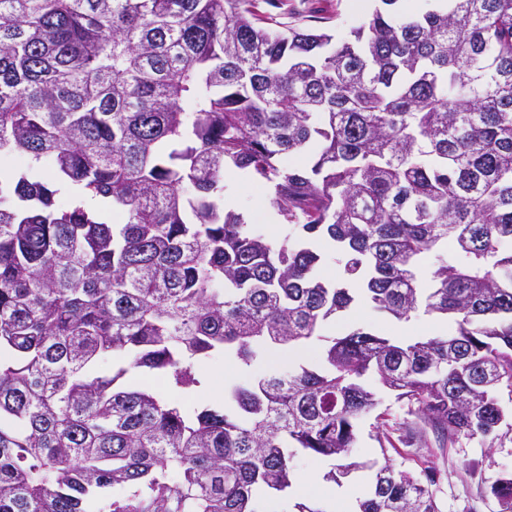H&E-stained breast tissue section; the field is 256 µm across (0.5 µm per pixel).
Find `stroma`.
Returning <instances> with one entry per match:
<instances>
[{
	"mask_svg": "<svg viewBox=\"0 0 512 512\" xmlns=\"http://www.w3.org/2000/svg\"><path fill=\"white\" fill-rule=\"evenodd\" d=\"M374 0H276L275 7L261 5V12H272L277 21L290 27L325 28L336 37H349L353 27L367 19ZM226 208L243 213L249 224L271 240L287 233L267 195L253 180L243 179L237 169L230 168L224 178ZM441 317L419 313L408 322L374 310L360 302L349 314L329 323L324 333L334 337L346 333L351 325H359L377 334L396 337L401 326H408L413 338L431 336ZM127 374L122 386L149 388L175 404L223 408L224 395L234 384L247 382L250 374L234 360L217 358L197 364L198 386L189 390L175 388L168 381L139 370L129 369L128 358H120ZM364 383L379 401L374 412L363 416L358 424V440L350 452L359 461L389 459L396 467L419 474L426 468L436 473V496L442 512H498V504L490 493L491 485L502 475L512 474V442L486 448L478 440H461L455 447L442 445L431 429L408 415L407 407L384 388L377 377L365 375Z\"/></svg>",
	"mask_w": 512,
	"mask_h": 512,
	"instance_id": "35a3bbf8",
	"label": "stroma"
}]
</instances>
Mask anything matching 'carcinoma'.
I'll return each instance as SVG.
<instances>
[{
    "label": "carcinoma",
    "mask_w": 512,
    "mask_h": 512,
    "mask_svg": "<svg viewBox=\"0 0 512 512\" xmlns=\"http://www.w3.org/2000/svg\"><path fill=\"white\" fill-rule=\"evenodd\" d=\"M380 2L335 42L269 31L256 0H0V512H258L292 484L290 443L339 460L337 484L372 471L357 512H441L433 469L348 460L378 404L367 373L450 446L512 440V0ZM230 167L312 241L224 211ZM444 242L454 263L424 288ZM352 279L399 321L455 329L353 327L321 371H263L351 309ZM215 354L252 369L224 411L90 374L129 355L189 388ZM491 494L512 512V475ZM315 243L325 256L319 269L320 276L327 281L339 279L342 274V267L337 260L336 251L324 240ZM454 259V254L452 249L446 245H440L437 248L433 249L429 254L427 259L424 261V274L422 278V282L424 285H427L429 279L431 277V273L443 262L452 263Z\"/></svg>",
    "instance_id": "1"
}]
</instances>
